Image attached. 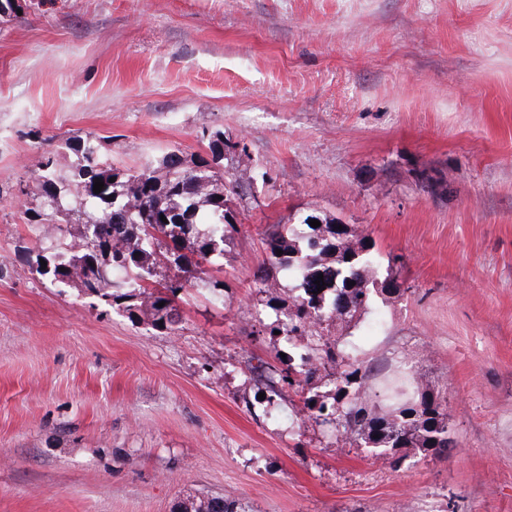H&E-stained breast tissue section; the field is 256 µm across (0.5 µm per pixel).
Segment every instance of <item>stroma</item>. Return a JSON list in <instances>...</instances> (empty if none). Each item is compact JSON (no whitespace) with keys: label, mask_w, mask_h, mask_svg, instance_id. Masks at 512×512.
I'll use <instances>...</instances> for the list:
<instances>
[{"label":"stroma","mask_w":512,"mask_h":512,"mask_svg":"<svg viewBox=\"0 0 512 512\" xmlns=\"http://www.w3.org/2000/svg\"><path fill=\"white\" fill-rule=\"evenodd\" d=\"M254 182L241 231L180 292L174 333L37 270L43 156L95 138L137 170L174 152ZM368 236L371 374L448 401L456 446L393 465L256 402L282 364L254 286L275 224ZM224 285L215 302L210 282ZM512 512V0H0V512ZM172 512H246L239 498L202 494L188 502L180 501Z\"/></svg>","instance_id":"obj_1"}]
</instances>
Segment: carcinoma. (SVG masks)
Wrapping results in <instances>:
<instances>
[{"label":"carcinoma","instance_id":"cac0c4a2","mask_svg":"<svg viewBox=\"0 0 512 512\" xmlns=\"http://www.w3.org/2000/svg\"><path fill=\"white\" fill-rule=\"evenodd\" d=\"M68 148L75 155L71 169L62 173L52 158H46L38 190L47 210L84 215V232L78 251L68 255L54 243L64 225L50 224L39 255L47 262L45 272L60 284L92 292L107 286L119 289L121 293L110 296L136 300L125 306L130 315L138 313L155 328L174 331V299L191 280H203V264L224 257L225 243L239 232L226 208L227 196L245 190L251 177L243 174L227 184L219 182L212 168L224 160L221 131L212 141L209 161L187 166L172 152L158 167L132 173L108 165L89 138L70 142ZM97 179L104 183L98 193L93 191ZM264 245L270 264L294 275L298 294L288 309H279L272 304L279 282L258 270L259 292L266 295V307L275 311V318L261 325L270 336L278 331L290 340H303L304 345L288 354L280 380L311 406L309 418L334 424L338 442L350 440L359 447L393 453L403 448L425 456L448 453L446 402L399 378L380 389L387 411L377 413L366 397L369 377L363 362L345 353L331 331L337 318H352L368 309L369 237L341 229L326 217L313 228L305 217L298 224L273 226ZM320 274L325 285L319 289L314 281ZM155 286L163 291L151 292ZM328 365L336 368L337 378L334 390L326 393L328 400L305 395V386L321 377ZM173 512L245 509L234 496L202 494L178 502Z\"/></svg>","mask_w":512,"mask_h":512}]
</instances>
